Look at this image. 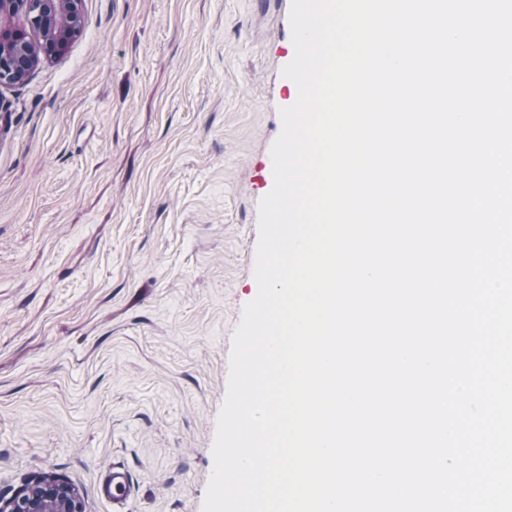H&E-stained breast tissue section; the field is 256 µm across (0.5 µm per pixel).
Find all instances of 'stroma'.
<instances>
[{
  "label": "stroma",
  "instance_id": "1",
  "mask_svg": "<svg viewBox=\"0 0 512 512\" xmlns=\"http://www.w3.org/2000/svg\"><path fill=\"white\" fill-rule=\"evenodd\" d=\"M291 0H82L0 86V497L37 476L113 512H202L259 202L297 99ZM130 482L129 474L123 468L112 466L104 471L98 490L101 496L112 502L113 507H119L115 512H123V505L132 492Z\"/></svg>",
  "mask_w": 512,
  "mask_h": 512
}]
</instances>
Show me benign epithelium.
<instances>
[{"label":"benign epithelium","mask_w":512,"mask_h":512,"mask_svg":"<svg viewBox=\"0 0 512 512\" xmlns=\"http://www.w3.org/2000/svg\"><path fill=\"white\" fill-rule=\"evenodd\" d=\"M35 0H0V20L23 17V25L0 24V85L24 81L43 57L62 53L66 42L54 33L55 17L47 11L30 16ZM38 31L41 43L32 41L27 29ZM0 512H83L78 490L57 479L41 478L0 504Z\"/></svg>","instance_id":"1"}]
</instances>
